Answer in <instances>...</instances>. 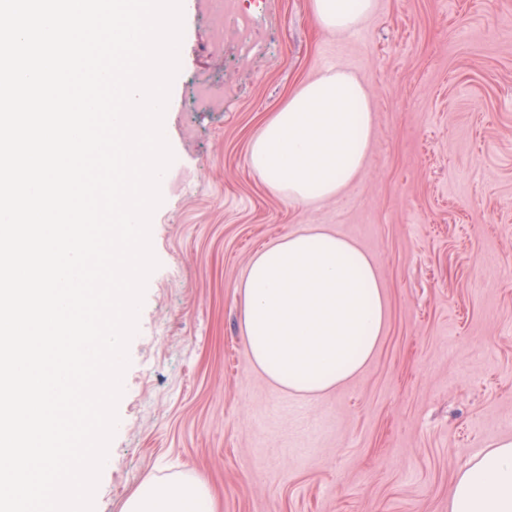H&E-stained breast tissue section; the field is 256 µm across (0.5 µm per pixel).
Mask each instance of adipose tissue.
Wrapping results in <instances>:
<instances>
[{"label":"adipose tissue","instance_id":"obj_1","mask_svg":"<svg viewBox=\"0 0 512 512\" xmlns=\"http://www.w3.org/2000/svg\"><path fill=\"white\" fill-rule=\"evenodd\" d=\"M322 29L353 31L375 0H310ZM373 117L367 92L339 70L303 84L252 140L249 162L295 202L340 196L363 167ZM251 359L287 392L314 396L373 356L388 309L378 271L345 236L307 227L250 262L239 286ZM449 512H512V439L469 456L455 473ZM122 512H212L211 494L186 473L143 478Z\"/></svg>","mask_w":512,"mask_h":512}]
</instances>
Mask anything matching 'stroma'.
Instances as JSON below:
<instances>
[{
    "label": "stroma",
    "mask_w": 512,
    "mask_h": 512,
    "mask_svg": "<svg viewBox=\"0 0 512 512\" xmlns=\"http://www.w3.org/2000/svg\"><path fill=\"white\" fill-rule=\"evenodd\" d=\"M260 29L186 12L164 117L148 278L94 512L181 471L215 512H448L469 454L512 438V0H376L327 33L308 0H239ZM365 87L368 159L344 194L297 203L251 169L273 112L336 69ZM304 224L374 261L388 320L353 377L309 397L257 369L238 285Z\"/></svg>",
    "instance_id": "35a3bbf8"
}]
</instances>
